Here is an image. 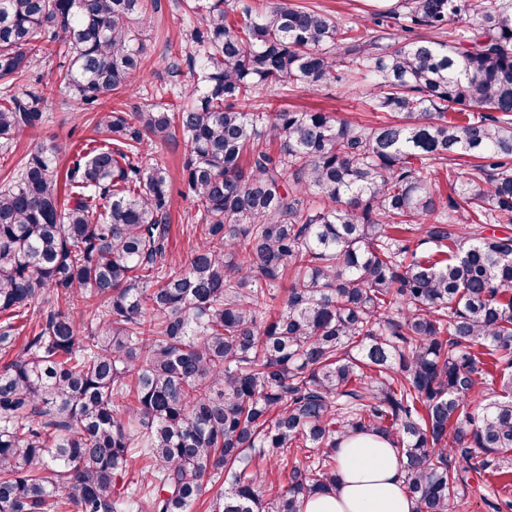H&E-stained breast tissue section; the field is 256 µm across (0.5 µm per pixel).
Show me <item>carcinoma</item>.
<instances>
[{
  "mask_svg": "<svg viewBox=\"0 0 512 512\" xmlns=\"http://www.w3.org/2000/svg\"><path fill=\"white\" fill-rule=\"evenodd\" d=\"M402 7L343 28L292 0H194L188 88L106 111L64 173L53 142L20 160L0 187V512H301L359 433L398 449L416 512L512 473V234L486 233L512 224V2ZM467 17L452 44L408 37ZM136 22L144 0H0V150L42 123L49 56L87 110L131 89ZM355 74L391 120L268 103ZM178 131L200 226L180 267L169 171L142 154ZM450 157L472 163L443 194ZM75 288L102 313L55 306Z\"/></svg>",
  "mask_w": 512,
  "mask_h": 512,
  "instance_id": "obj_1",
  "label": "carcinoma"
}]
</instances>
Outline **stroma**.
<instances>
[{
	"mask_svg": "<svg viewBox=\"0 0 512 512\" xmlns=\"http://www.w3.org/2000/svg\"><path fill=\"white\" fill-rule=\"evenodd\" d=\"M179 0H158L150 8L151 23L142 30V39L149 57L143 73L137 75L135 85L151 92L160 85H168L171 77L166 69V55L186 54L189 51L187 35L196 23L178 5ZM298 4L321 9L338 19L341 24L352 25L363 21L373 12L383 9L382 0H297ZM273 104L297 109H317L337 117L374 125L382 114L374 110L365 87L330 84L315 91L301 87L278 90ZM100 115L89 112L71 100L51 96L46 103L42 124L22 136L11 151L0 152V184L13 172L18 162L36 145L56 142L64 149V160H71L90 138ZM186 148L182 139L166 146L149 147L150 157L165 164L171 172L172 190L178 198L170 216L169 249L176 261H186L196 240L192 230L195 207L190 199L181 198L182 165ZM471 487L464 500L455 503L454 512H492L493 502L512 498V485L506 477L486 471L471 478Z\"/></svg>",
	"mask_w": 512,
	"mask_h": 512,
	"instance_id": "1",
	"label": "stroma"
}]
</instances>
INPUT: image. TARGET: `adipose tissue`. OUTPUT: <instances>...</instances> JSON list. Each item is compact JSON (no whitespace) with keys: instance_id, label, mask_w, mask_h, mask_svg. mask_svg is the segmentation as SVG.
Segmentation results:
<instances>
[{"instance_id":"adipose-tissue-1","label":"adipose tissue","mask_w":512,"mask_h":512,"mask_svg":"<svg viewBox=\"0 0 512 512\" xmlns=\"http://www.w3.org/2000/svg\"><path fill=\"white\" fill-rule=\"evenodd\" d=\"M336 459L335 490L305 498L302 512H415L389 441L372 434L341 441Z\"/></svg>"}]
</instances>
